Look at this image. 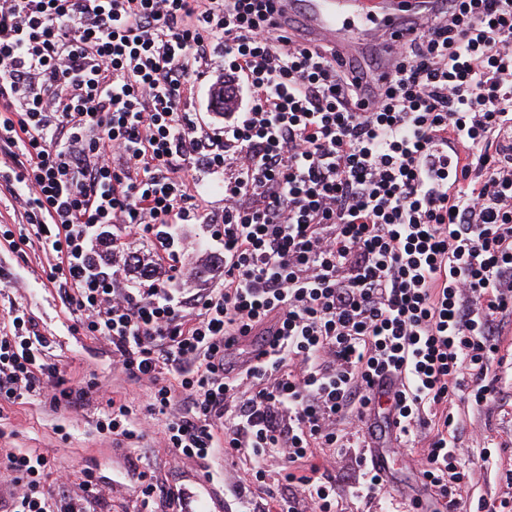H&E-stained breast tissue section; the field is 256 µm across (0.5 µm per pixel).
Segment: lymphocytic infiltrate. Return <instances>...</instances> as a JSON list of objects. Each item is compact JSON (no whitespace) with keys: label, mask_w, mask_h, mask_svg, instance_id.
Instances as JSON below:
<instances>
[{"label":"lymphocytic infiltrate","mask_w":512,"mask_h":512,"mask_svg":"<svg viewBox=\"0 0 512 512\" xmlns=\"http://www.w3.org/2000/svg\"><path fill=\"white\" fill-rule=\"evenodd\" d=\"M273 0H0V195L57 256L48 280L112 365L154 387L144 418L110 402L100 429L142 439L166 419L180 456L254 461L276 512H336L325 461L392 375L388 453L433 427L413 512H459L470 473L448 404L502 401L512 316V0H448L370 107L327 45L275 32ZM242 111L212 132L187 110L214 69ZM219 179L209 209L195 172ZM166 237L214 224L224 284L186 299L86 265L102 225ZM0 332V399L79 403L26 315ZM274 333L238 372L227 353ZM184 412L172 414L174 399ZM5 512H95L34 450L0 457ZM300 486V495L290 492Z\"/></svg>","instance_id":"f902f5d3"}]
</instances>
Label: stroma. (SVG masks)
<instances>
[{"mask_svg": "<svg viewBox=\"0 0 512 512\" xmlns=\"http://www.w3.org/2000/svg\"><path fill=\"white\" fill-rule=\"evenodd\" d=\"M171 233L175 244L170 250L152 233L118 239L117 248L149 254L182 296L218 284L221 276L217 273L195 280L187 277L192 264L222 254L212 227L179 224ZM52 265L50 245L32 236L19 212L1 210L0 268L8 270L10 281L0 283V328L8 324L9 309L24 310L35 320L39 333L58 337V344L50 349L52 362L82 386L97 388L98 393L92 402L80 406L63 402L52 407L37 398L0 401V449H36L52 469H65L75 478L91 471L107 495L99 512H136L146 478L182 495L181 502L155 504V512H187L203 468L169 450L163 423H156L136 450L126 440L97 430L109 399L123 400L143 415L151 402V389L113 369L106 341L83 336L47 280ZM452 410L461 421L456 443L464 448L471 470V480L461 492L460 512H475L479 501L500 498L507 489L505 473L512 470V405L503 406L491 417L464 400L455 401ZM486 445L493 448L488 459L482 451ZM251 466V459L244 455L227 458L220 454L212 460V469L222 470L223 475L209 484L208 512H235L236 482Z\"/></svg>", "mask_w": 512, "mask_h": 512, "instance_id": "stroma-1", "label": "stroma"}]
</instances>
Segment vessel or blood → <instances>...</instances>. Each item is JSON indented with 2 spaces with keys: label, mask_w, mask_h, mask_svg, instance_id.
Listing matches in <instances>:
<instances>
[{
  "label": "vessel or blood",
  "mask_w": 512,
  "mask_h": 512,
  "mask_svg": "<svg viewBox=\"0 0 512 512\" xmlns=\"http://www.w3.org/2000/svg\"><path fill=\"white\" fill-rule=\"evenodd\" d=\"M436 0H275L273 29L295 32L302 43H326L364 67L373 88L389 80L396 57L393 47L413 36V24L429 18ZM364 448L374 464L388 467L378 448V426L365 419Z\"/></svg>",
  "instance_id": "obj_1"
}]
</instances>
